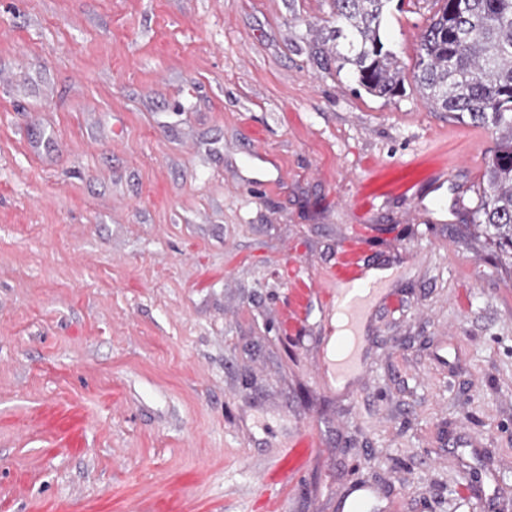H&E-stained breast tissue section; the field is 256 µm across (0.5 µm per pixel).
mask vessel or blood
Instances as JSON below:
<instances>
[{"label":"vessel or blood","mask_w":512,"mask_h":512,"mask_svg":"<svg viewBox=\"0 0 512 512\" xmlns=\"http://www.w3.org/2000/svg\"><path fill=\"white\" fill-rule=\"evenodd\" d=\"M377 295V289L366 282L359 247H348L336 261V312L345 324L341 333L328 339L343 354L331 368L337 381H344L360 367L358 354L364 317ZM372 496L373 490L368 485L351 484L342 496V508L344 512H366Z\"/></svg>","instance_id":"b4317fda"}]
</instances>
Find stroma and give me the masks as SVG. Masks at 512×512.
I'll return each instance as SVG.
<instances>
[{
    "label": "stroma",
    "instance_id": "obj_1",
    "mask_svg": "<svg viewBox=\"0 0 512 512\" xmlns=\"http://www.w3.org/2000/svg\"><path fill=\"white\" fill-rule=\"evenodd\" d=\"M431 0H391L413 67ZM333 0H0V512H512L491 131L338 69ZM447 178L429 182L435 169ZM390 269L340 390L336 251ZM373 496V489L362 483L351 484L342 496L341 510L346 512H365Z\"/></svg>",
    "mask_w": 512,
    "mask_h": 512
}]
</instances>
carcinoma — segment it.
Wrapping results in <instances>:
<instances>
[{
  "label": "carcinoma",
  "mask_w": 512,
  "mask_h": 512,
  "mask_svg": "<svg viewBox=\"0 0 512 512\" xmlns=\"http://www.w3.org/2000/svg\"><path fill=\"white\" fill-rule=\"evenodd\" d=\"M333 2L339 68H349L370 95L396 94L406 76L382 38L389 0ZM434 6L419 35L413 79L433 108L496 136L475 227L512 254V0H434Z\"/></svg>",
  "instance_id": "1"
}]
</instances>
